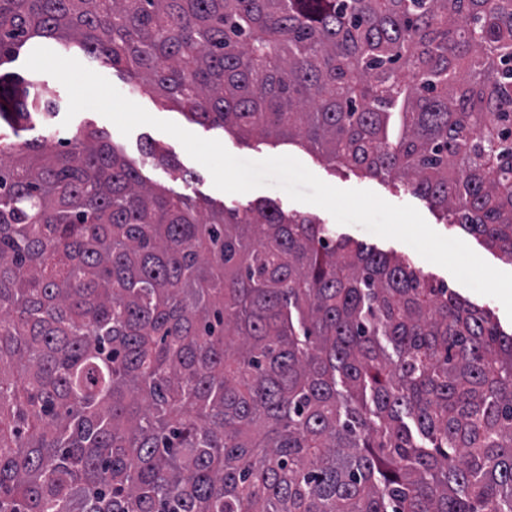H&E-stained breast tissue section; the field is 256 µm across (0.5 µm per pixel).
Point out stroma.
<instances>
[{
  "mask_svg": "<svg viewBox=\"0 0 512 512\" xmlns=\"http://www.w3.org/2000/svg\"><path fill=\"white\" fill-rule=\"evenodd\" d=\"M133 102L142 106L152 116L177 123L184 129L195 133L206 139L219 140L225 148L234 156L249 159L261 160L271 156L290 155L302 162L312 173L324 182L340 189H365L375 192L385 201L395 205H410L415 207L426 220V222L439 234L446 237H455L465 240L469 247L484 261L496 269L510 272L512 264L503 261L498 254L488 249L480 239L466 234L462 229L449 226L440 213L433 208L428 200L414 196L404 191L402 184L395 179H376L358 175L356 171L339 165L331 166L322 162L316 155L296 143L278 142L271 143L260 140L241 141L230 133L220 128L205 127L191 120L183 111L173 106L161 105L159 100L149 92H138L132 94ZM85 125L96 127L110 135L113 142L121 146L129 157L135 158L139 155V149L144 141L151 140L170 151L176 158L177 168L168 169L163 167H149L143 169V176L150 182L156 183L176 193H193L202 196L211 204L219 206L222 204L236 205L242 208L248 207L251 203L267 199L276 202L285 212L300 213L312 216L324 221L333 223V216L321 207L293 201L280 188L275 186L261 187L247 193L229 194L216 189L212 182L209 171L193 160L182 144L173 136L160 131L154 127L143 125L135 128L130 135H122L117 127L101 114L84 110L79 112L70 123H62L61 119H54L52 132L56 137L67 138L77 128ZM191 171L197 176L195 183L188 184L183 180L184 172ZM338 233L362 240L373 249L393 253L399 256H406L425 275L443 281L450 288L456 289L470 302L490 307L501 323L504 330L512 329V319L508 318L505 309L497 299L484 296L470 290L458 282L453 275L445 268L431 263L420 256L408 244L396 240L377 236L362 227L356 225H341L337 228Z\"/></svg>",
  "mask_w": 512,
  "mask_h": 512,
  "instance_id": "35a3bbf8",
  "label": "stroma"
}]
</instances>
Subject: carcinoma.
<instances>
[{"mask_svg": "<svg viewBox=\"0 0 512 512\" xmlns=\"http://www.w3.org/2000/svg\"><path fill=\"white\" fill-rule=\"evenodd\" d=\"M69 47L195 122L396 176L512 263V0H0V131ZM86 127L0 149V512H512V332ZM385 337L394 354L381 343Z\"/></svg>", "mask_w": 512, "mask_h": 512, "instance_id": "cac0c4a2", "label": "carcinoma"}]
</instances>
